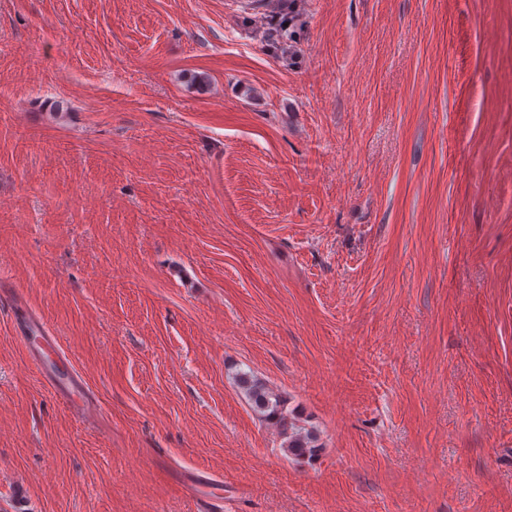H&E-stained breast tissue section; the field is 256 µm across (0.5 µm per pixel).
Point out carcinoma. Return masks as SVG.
Instances as JSON below:
<instances>
[{"label":"carcinoma","mask_w":512,"mask_h":512,"mask_svg":"<svg viewBox=\"0 0 512 512\" xmlns=\"http://www.w3.org/2000/svg\"><path fill=\"white\" fill-rule=\"evenodd\" d=\"M238 387L264 420L278 425L284 438L283 450L297 459H311L320 450L315 433L288 420L286 400L249 372L236 375Z\"/></svg>","instance_id":"cac0c4a2"}]
</instances>
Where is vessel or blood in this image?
Masks as SVG:
<instances>
[{
    "instance_id": "obj_1",
    "label": "vessel or blood",
    "mask_w": 512,
    "mask_h": 512,
    "mask_svg": "<svg viewBox=\"0 0 512 512\" xmlns=\"http://www.w3.org/2000/svg\"><path fill=\"white\" fill-rule=\"evenodd\" d=\"M12 303L22 317L17 324L19 339L32 355L37 369L43 374L56 393L77 414H85L89 397L84 381L70 362L62 356L56 337L37 319L25 316L26 304L21 296H13ZM172 480L190 496L197 499L200 512H213L217 495L215 481L202 473L191 475L176 471Z\"/></svg>"
}]
</instances>
